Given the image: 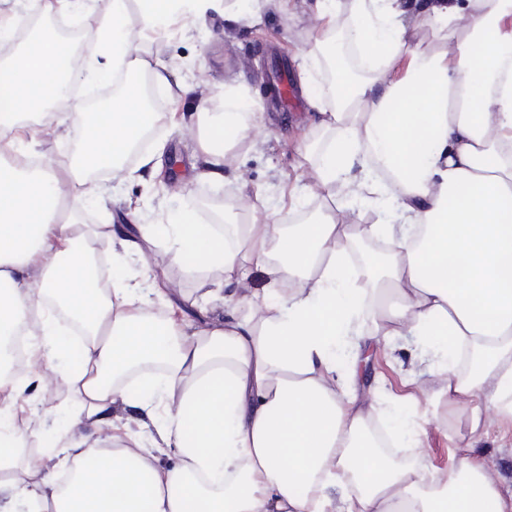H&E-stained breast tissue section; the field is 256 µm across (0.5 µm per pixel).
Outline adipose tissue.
Returning <instances> with one entry per match:
<instances>
[{"label":"adipose tissue","mask_w":512,"mask_h":512,"mask_svg":"<svg viewBox=\"0 0 512 512\" xmlns=\"http://www.w3.org/2000/svg\"><path fill=\"white\" fill-rule=\"evenodd\" d=\"M207 2L144 0V24L165 26ZM125 5L109 0L98 29L122 75L151 69L183 98L187 87L166 67L129 54ZM353 11L345 23L338 0H315L314 48L325 52L343 24L354 47L382 49L384 66L310 98L326 137L311 168L318 188L370 195L387 223L353 224L329 207L302 224L219 231L186 211L85 234L61 217L63 184H84L96 166L121 176L156 121L126 80L103 109L63 114L83 129L63 171L0 162V334L19 326L30 338L25 370L0 376V512H512V492L481 455L441 471L382 453L367 434L377 407L332 362L337 344L359 361L389 336L415 337L432 355L437 390L387 416L410 448L443 402L466 414L472 445L492 418H512V0H353ZM425 27L443 49L413 48ZM71 56L50 29L18 61L0 60L1 146L15 143V116L43 111L81 74L104 76L99 57L81 66ZM257 120L254 101L227 89L202 134L201 178L224 181L227 146ZM379 237L391 245L384 260L356 264L352 246ZM93 238L125 256L172 240L174 261L221 270L248 312L187 331L184 308L155 310L137 279L97 288ZM244 254L277 297L244 288ZM372 271L380 288H355ZM61 313L82 327L73 368L56 362ZM49 367L78 413L35 452L48 421H31L26 393ZM119 410L153 428L152 446L121 431Z\"/></svg>","instance_id":"1"}]
</instances>
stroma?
I'll return each instance as SVG.
<instances>
[{"instance_id": "obj_1", "label": "stroma", "mask_w": 512, "mask_h": 512, "mask_svg": "<svg viewBox=\"0 0 512 512\" xmlns=\"http://www.w3.org/2000/svg\"><path fill=\"white\" fill-rule=\"evenodd\" d=\"M122 23L142 33L131 47L132 55L175 68L190 87L186 111L198 114L221 109L226 85L238 84L258 102L263 129L259 137H243L228 152V171L244 172L245 183L229 178L216 185L197 179L192 157L200 151V135L173 128L169 117L173 105L166 94H159V126L150 146L161 149L168 161L166 170L154 179L135 173L118 183L110 175H94L84 186L69 189L84 231L109 223L165 224L184 210L196 211L200 216L230 212L242 222L280 223L287 217L281 201L295 189L303 190L302 208L311 216H318L333 202L346 208L354 223L382 222L378 207L347 197L343 189L305 193V186L311 182L310 165L297 152L298 135L312 127L314 114L307 105L296 112L273 109L263 93L276 62L287 72L289 81L298 86L302 97L316 91V83L302 81L303 73L316 76L322 67L308 39L306 17L293 18L271 7L243 13L235 0H222L221 6L201 16L189 15L165 28L151 30L145 28L136 0H131ZM29 122L42 130L37 150L46 168L58 170L70 162L81 137L79 125L71 122L59 128L45 123L38 113L30 116ZM112 184L117 190L111 204L96 205L92 190ZM171 248L170 241H156L145 247L143 257L110 265L109 274L122 279L129 271H142L149 280L171 288L172 298L185 308H203L212 316L229 311L231 305L224 300L223 272L187 268L173 260ZM416 354L410 338L403 336L393 347L369 352L360 368L352 367L342 349L337 350L335 360L342 371L357 370L360 394L378 401L386 411L395 398L418 395L417 385L407 383L405 375ZM463 447L459 436L446 431L442 421L433 420L426 425L416 454L430 468L446 469L455 463ZM478 448L496 472L512 480V420H493L485 427Z\"/></svg>"}]
</instances>
